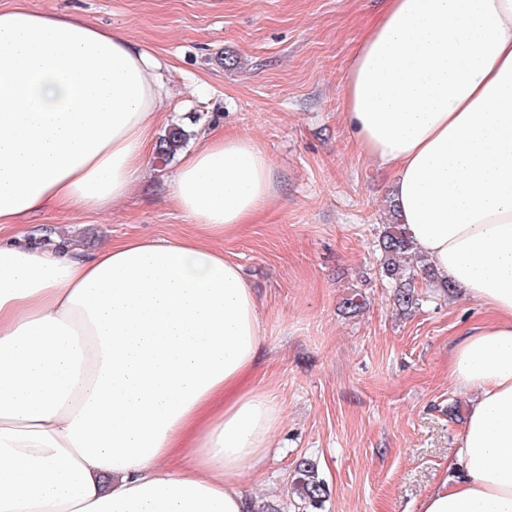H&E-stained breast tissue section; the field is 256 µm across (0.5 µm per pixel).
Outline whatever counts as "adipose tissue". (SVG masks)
<instances>
[{
    "mask_svg": "<svg viewBox=\"0 0 512 512\" xmlns=\"http://www.w3.org/2000/svg\"><path fill=\"white\" fill-rule=\"evenodd\" d=\"M167 94L122 33L0 7V231L131 196ZM342 105L435 282L487 314L450 353L471 397L458 474L419 512H512V0H385ZM274 193L269 156L229 133L168 183L189 234L89 253L0 234V512H252L242 478L282 415L272 392L239 386L261 319L213 242Z\"/></svg>",
    "mask_w": 512,
    "mask_h": 512,
    "instance_id": "1",
    "label": "adipose tissue"
}]
</instances>
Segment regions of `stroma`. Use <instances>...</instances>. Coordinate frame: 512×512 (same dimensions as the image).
Returning <instances> with one entry per match:
<instances>
[{
  "instance_id": "stroma-1",
  "label": "stroma",
  "mask_w": 512,
  "mask_h": 512,
  "mask_svg": "<svg viewBox=\"0 0 512 512\" xmlns=\"http://www.w3.org/2000/svg\"><path fill=\"white\" fill-rule=\"evenodd\" d=\"M124 33L162 59L164 127L189 146L247 134L274 165L276 195L250 224L215 240L260 301L265 350L244 382L279 398L283 422L257 474L255 512H305L291 489L311 460L330 493L320 512H417L449 473L468 397L448 373L451 347L485 311L435 284L419 306L393 303L373 275L389 223V176L360 155L342 117L349 56L380 0H28ZM208 87L205 98L192 82ZM176 161L150 156L138 190L105 214L48 210L17 233L44 246L55 227L93 251L190 232L164 201ZM366 299L344 313V296Z\"/></svg>"
}]
</instances>
